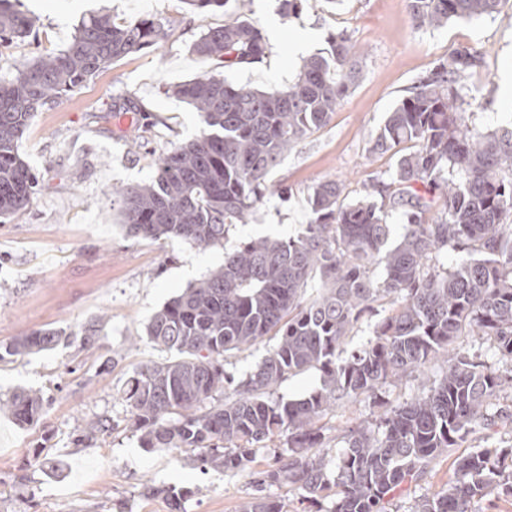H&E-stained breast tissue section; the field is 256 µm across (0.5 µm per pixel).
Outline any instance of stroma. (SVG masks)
Segmentation results:
<instances>
[{
    "label": "stroma",
    "mask_w": 512,
    "mask_h": 512,
    "mask_svg": "<svg viewBox=\"0 0 512 512\" xmlns=\"http://www.w3.org/2000/svg\"><path fill=\"white\" fill-rule=\"evenodd\" d=\"M32 33L0 51V74L43 49H61L83 19L107 15L127 21L158 19L167 38L132 52L94 78L40 109L18 143L42 189L31 204L0 223V345L38 329H62L54 349L0 361V399L18 389L40 394L45 410L30 427L0 408V512H169L165 489L186 490V512H237L254 494L253 469L272 463L261 449L254 468L200 470L192 452L144 448L126 427L120 397L142 365L168 359L145 327L165 303L224 262L226 250L251 237L285 238L308 220L313 186L338 180L348 198L372 178L388 177L392 154H372L368 143L390 112L435 62L466 47L483 59L461 79L468 125L485 132L512 128V5L440 28L417 27L406 0H313L294 20L279 0H228L206 13L184 0H19ZM239 16L258 20L268 45L261 62L225 68L188 46L207 28ZM311 33L292 53L289 42ZM347 33L359 47L361 74L328 124L285 155L247 224L230 230L223 245L200 249L180 241L126 235L116 189L150 181L158 156L199 137V112L177 98L174 86L205 74L234 85L276 89L305 57L328 50L330 35ZM119 97L139 111L121 117ZM95 324L94 343L80 340ZM441 364L387 386L380 403H340L319 420L328 447L345 431L371 424L383 409L427 391ZM452 460L441 457L419 483L405 487L390 512H412L419 499L448 481ZM160 488L142 495L144 485Z\"/></svg>",
    "instance_id": "1"
}]
</instances>
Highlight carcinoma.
I'll use <instances>...</instances> for the list:
<instances>
[{
    "instance_id": "carcinoma-1",
    "label": "carcinoma",
    "mask_w": 512,
    "mask_h": 512,
    "mask_svg": "<svg viewBox=\"0 0 512 512\" xmlns=\"http://www.w3.org/2000/svg\"><path fill=\"white\" fill-rule=\"evenodd\" d=\"M506 0H407L414 23L439 28L452 19L490 16ZM31 22L0 0V47L29 34ZM154 20L117 23L92 17L63 49L34 57L16 74L0 75V222L25 209L37 180L18 142L37 110L127 54L164 39ZM226 68L261 60L268 49L261 24L235 18L203 32L190 46ZM360 55L351 38H330V50L308 57L274 90L202 76L175 92L200 112L197 139L159 155L149 182L119 190L130 237L180 238L201 249L224 244L230 228L247 224L270 177L292 148L324 127L353 87ZM481 57L454 50L420 78L412 95L389 113L370 151L397 156L386 179L353 200L326 180L308 197L310 218L285 239L259 237L224 252V264L154 314L146 336L176 353L140 367L122 400L128 428L145 448L198 451V464L238 471L259 449L280 442L274 464L253 475L256 492L238 512H288L264 488L287 486L325 512H386L406 485L431 464L454 456L448 484L413 512H473L491 496H512V445L485 444L454 455L470 435L512 425L501 404L512 385V129L483 132L465 123L462 76ZM410 143L412 150L401 152ZM404 219L391 240L388 213ZM452 258L442 268L440 259ZM389 304L372 335L349 349L366 312ZM265 336L275 344L252 371L235 378L224 355ZM460 336H482L509 362L500 370L476 356L450 360L429 392L380 416L373 427L344 435L330 454L317 426L340 401L377 400L383 387L422 368ZM67 339L39 329L15 340L4 356L39 352ZM315 371L320 385L298 399H272L288 376ZM21 425L36 422L44 399L15 393L6 404ZM170 512L185 494L159 488Z\"/></svg>"
}]
</instances>
